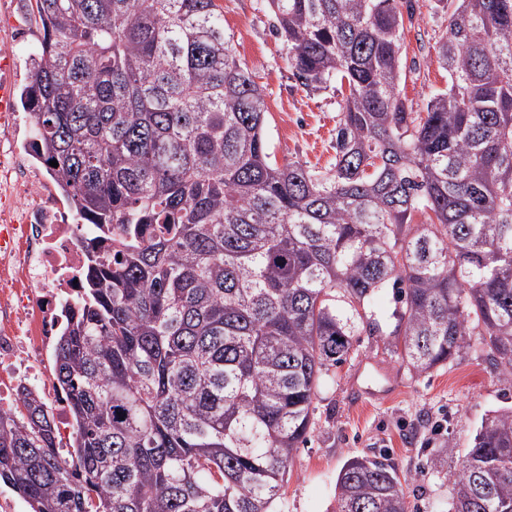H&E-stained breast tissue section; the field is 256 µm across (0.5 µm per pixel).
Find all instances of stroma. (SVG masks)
<instances>
[{
    "label": "stroma",
    "mask_w": 512,
    "mask_h": 512,
    "mask_svg": "<svg viewBox=\"0 0 512 512\" xmlns=\"http://www.w3.org/2000/svg\"><path fill=\"white\" fill-rule=\"evenodd\" d=\"M224 32L236 55L252 68L267 106L266 137L277 160L327 166L335 156L336 97L329 90L300 87L287 61L288 49L275 30L265 0H217ZM413 19L404 32L406 77L401 87L413 111L448 86L435 43L448 15L437 0H412ZM22 16L28 25L13 44V86L26 83L28 57L40 30L31 0H10L0 9V28ZM397 336L359 329L349 355L320 380L312 405V430L288 466L276 512H334L336 484L354 456H386L404 486L408 512H449L468 448L489 411L512 407V377L493 364L492 354L471 340L460 356L427 373L407 366ZM371 388L357 397L355 387Z\"/></svg>",
    "instance_id": "1"
}]
</instances>
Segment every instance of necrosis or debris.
<instances>
[{
	"label": "necrosis or debris",
	"mask_w": 512,
	"mask_h": 512,
	"mask_svg": "<svg viewBox=\"0 0 512 512\" xmlns=\"http://www.w3.org/2000/svg\"><path fill=\"white\" fill-rule=\"evenodd\" d=\"M19 123L18 113L0 114V411H10L28 387L62 427L68 402L49 382L47 361L90 252H111L112 237L87 236L61 207L57 178L25 161L32 144H16Z\"/></svg>",
	"instance_id": "necrosis-or-debris-1"
}]
</instances>
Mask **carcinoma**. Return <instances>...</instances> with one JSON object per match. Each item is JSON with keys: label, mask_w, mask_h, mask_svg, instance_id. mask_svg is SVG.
<instances>
[{"label": "carcinoma", "mask_w": 512, "mask_h": 512, "mask_svg": "<svg viewBox=\"0 0 512 512\" xmlns=\"http://www.w3.org/2000/svg\"><path fill=\"white\" fill-rule=\"evenodd\" d=\"M411 2L266 0L299 85L340 96L316 171L268 152L215 0H35L37 154L118 238L54 350L70 457L38 394L0 412V483L30 512H270L362 322L419 373L478 334L512 376V0H438L448 88L423 112L400 89ZM388 284L389 333L360 312ZM337 489L336 512H407L382 458ZM451 512H512V410L482 420Z\"/></svg>", "instance_id": "obj_1"}]
</instances>
